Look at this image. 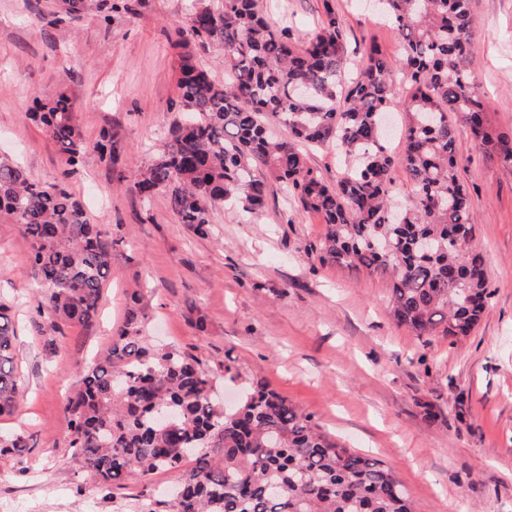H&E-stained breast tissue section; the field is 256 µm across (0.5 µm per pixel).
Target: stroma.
<instances>
[{
	"instance_id": "1",
	"label": "stroma",
	"mask_w": 512,
	"mask_h": 512,
	"mask_svg": "<svg viewBox=\"0 0 512 512\" xmlns=\"http://www.w3.org/2000/svg\"><path fill=\"white\" fill-rule=\"evenodd\" d=\"M187 0H128L103 22L85 13L51 25L56 0H0V156L32 180L60 177L64 159L31 119L37 102L69 94L87 142L116 131L120 162L87 152L68 180L112 244V270L88 325L52 326L36 312L30 244L0 222V302L16 329L20 383L0 435V504L24 512H141L174 485L173 471L101 488L69 446L68 394L138 305L150 340L197 357L214 400L232 405L262 383L340 443L381 461L414 512H512V163L478 147L453 119L472 247L484 258L489 306L470 336L414 335L390 315L389 280L321 263L324 226L276 181L260 216L217 207L206 232L179 223L165 195L140 194L138 171L176 119L178 51ZM358 69L377 44L404 49L370 0H334ZM278 28L307 39L322 0H259ZM474 77L493 129L512 131V0H473ZM122 170L116 180L114 170Z\"/></svg>"
}]
</instances>
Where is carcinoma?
<instances>
[{
	"label": "carcinoma",
	"instance_id": "obj_1",
	"mask_svg": "<svg viewBox=\"0 0 512 512\" xmlns=\"http://www.w3.org/2000/svg\"><path fill=\"white\" fill-rule=\"evenodd\" d=\"M378 6L402 41L401 65L410 74L400 157L382 133L393 107V63L372 44L364 66L342 82L348 47L331 0H323L320 25L303 43L275 27L258 0H189L176 41L179 117L138 185L147 196L166 195L180 223L202 230L224 203L260 215L267 182L256 170L263 168L326 224L322 263L389 276L393 317L416 335L466 337L490 293L483 258L470 246L469 198L448 116L506 162L512 133L491 132L488 102L474 85L472 0ZM120 10H128L125 0H62L55 22L88 11L108 21ZM211 47L230 74L225 84L196 62V49ZM33 118L67 168L41 183L1 158L0 219L31 243L34 276L50 289L39 312L86 325L112 268V243L87 221L66 183L88 143L64 92ZM273 125L287 137L271 136ZM302 145L345 158L335 181L313 174ZM93 148L100 161L118 162L116 133L102 130ZM398 164L414 185L400 204L392 177ZM8 310L0 303V415L11 413L19 385ZM212 389L197 358L146 343L132 309L67 400L74 456L106 488L191 459L175 496L155 500L148 512H413L391 470L330 439L286 397L258 385L226 410L212 401Z\"/></svg>",
	"mask_w": 512,
	"mask_h": 512
}]
</instances>
